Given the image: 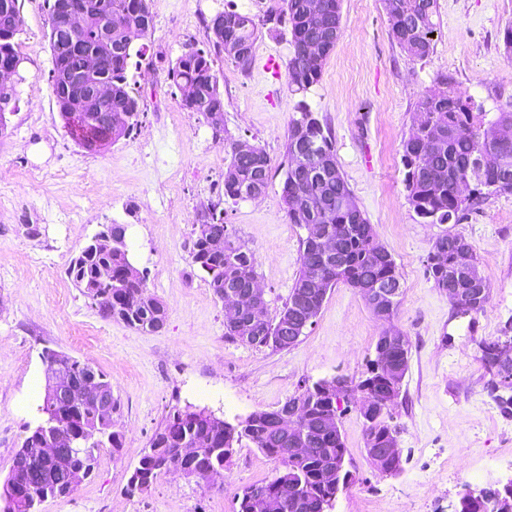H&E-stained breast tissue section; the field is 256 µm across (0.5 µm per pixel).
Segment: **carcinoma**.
I'll list each match as a JSON object with an SVG mask.
<instances>
[{
  "mask_svg": "<svg viewBox=\"0 0 512 512\" xmlns=\"http://www.w3.org/2000/svg\"><path fill=\"white\" fill-rule=\"evenodd\" d=\"M86 11L77 39L91 46L103 31L112 32V52L95 58V66L88 71L91 82L108 84L112 94L101 102L102 110L112 112V141L127 136L133 128L132 119L139 112L138 98L129 91L128 61L133 46L128 31L134 29L143 37L153 26L148 0H83ZM321 13L318 19L309 16V0H273L261 15L248 16L234 10L216 14L207 24V41L213 51L224 53L242 70L253 62V47L259 31L268 24L286 25L291 35L294 53L287 63V75L297 91L304 92L316 83L322 74L329 52L308 54L302 45L313 42L332 47L340 32V6L336 0H318ZM390 34L412 61L423 60L433 51L437 30V0H383ZM49 40L53 68L69 72L78 68L69 40L58 32V22L49 19ZM21 18L18 0H0V58L18 54L15 41L20 32ZM210 51L191 47L171 67L169 76L180 91L183 106L202 114L215 133L224 131V99L213 71ZM448 91L442 94H424L417 107L419 124L402 143L401 161L405 169L404 183L407 199L415 213L428 224H446L453 219L457 224L466 212L475 208L488 196L512 192V136L501 133V127L512 128V112H500L493 120L474 111L471 98L454 88L453 78L444 76ZM82 86L52 89L62 119L76 142L84 147L79 131L71 123L67 104L78 95ZM17 91L15 86L0 82V134L6 126L5 113L14 111ZM300 118L291 122L280 167L284 181L281 200L290 223L300 227L320 226L335 239L338 256L324 258L313 247L312 240L301 239V267L298 277L284 301L279 315L268 318V329L275 335L284 330L283 324L293 325L306 312L323 303V291L343 281L358 289L362 296L380 283L399 281L400 275L392 255L375 241L372 225L368 223L355 203L352 192L336 162L331 137L324 134L318 118L308 106H298ZM315 144L319 153L299 155L300 140ZM230 161L224 173V196L231 200L249 197V191L265 193L272 169L266 151L252 145L227 139L225 145ZM483 159L480 180L473 185L472 196L461 198L459 184L468 175L471 158ZM326 196H340L347 206L340 210L317 207V200ZM112 250H96L86 245L71 260L68 274L83 295L106 317L148 331L166 320L162 302L148 293L147 279L134 268L125 235L112 225ZM471 251V260L480 266L472 245L463 237L443 234L435 241L426 260V275L435 287L485 288L484 278L473 283L463 275L455 263V249L448 239ZM191 263L210 277V286L219 299L228 292L245 293L256 279L251 258L235 245L233 232L219 222L196 224L192 230ZM96 295H90L91 289ZM226 336L256 348L284 351L289 346L271 342L262 332L241 316L239 326L225 325ZM403 368L394 379V390L401 391L409 369V340L399 347ZM387 392L376 372L375 361L359 378L339 376V381L323 385L314 382L301 387V392L289 397L300 403L307 423L311 451L294 458L288 448L293 440L282 433L276 416L279 410H256L231 424L216 416L212 410L191 403L169 412L162 426L150 440L149 448L131 472L125 493L129 496L149 491L158 477L176 463L185 466L184 475L196 482L210 484L212 469L224 470L236 449L252 444L276 464L275 474L262 484L281 496L288 512H321L324 499L333 495V486L322 480L323 473L345 461L347 448L342 435L327 425L336 416V408L344 400L374 398L382 402L375 419L366 425L365 449L384 446L394 428L389 423L392 405L384 404ZM42 416L30 430L23 447L42 448L46 440L62 432L77 433L75 446L84 449L91 461L96 452L106 446L116 451L121 448V435L112 430V420H100L92 415L90 407L81 400L59 404L43 401ZM81 468L78 459L45 457L24 471L20 480L29 495H38L52 483L68 477L69 472ZM236 512H266L264 500L256 496L253 486L239 489L235 495Z\"/></svg>",
  "mask_w": 512,
  "mask_h": 512,
  "instance_id": "obj_1",
  "label": "carcinoma"
}]
</instances>
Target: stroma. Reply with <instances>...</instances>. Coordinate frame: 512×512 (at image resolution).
Listing matches in <instances>:
<instances>
[{
	"label": "stroma",
	"mask_w": 512,
	"mask_h": 512,
	"mask_svg": "<svg viewBox=\"0 0 512 512\" xmlns=\"http://www.w3.org/2000/svg\"><path fill=\"white\" fill-rule=\"evenodd\" d=\"M432 53L411 61L393 40L382 0H341V35L320 80L288 88L287 37L261 32L253 63L240 71L223 56L214 69L224 127L263 148L274 163L266 192L224 196L228 155L203 115L186 109L169 70L189 47L206 45V26L225 9L262 13L269 0H148L153 26L144 57H131L129 85L139 112L129 135L101 150L71 137L49 86L53 68L45 0H18L22 59L16 108L0 133V482L39 418L32 383H44V348L93 364L121 402L112 421L119 452L103 448L88 479L50 498L40 512H234L240 487L269 479L272 460L242 447L213 487L178 476L144 494H125L128 477L168 413L203 403L225 421L272 410L304 382L361 376L384 325L356 288H330L301 341L285 351L225 335V310L209 277L191 263L192 229L214 212L251 255L276 316L300 269V239L283 208L288 126L306 102L329 132L336 161L376 242L400 273L393 324L410 342L409 371L393 410L402 471L378 473L365 450L355 403L338 423L355 481L334 512H450L464 487L512 475V409L486 389L479 344L512 323V192L489 196L460 223L428 224L407 200L401 143L417 125V103L441 91L440 75L481 105L487 119L512 112V56L503 30L512 0H438ZM106 224H124L134 265L166 308L161 330L142 331L102 317L66 269ZM452 231L472 244L489 296L483 311L458 316L425 273L436 238Z\"/></svg>",
	"instance_id": "obj_1"
}]
</instances>
